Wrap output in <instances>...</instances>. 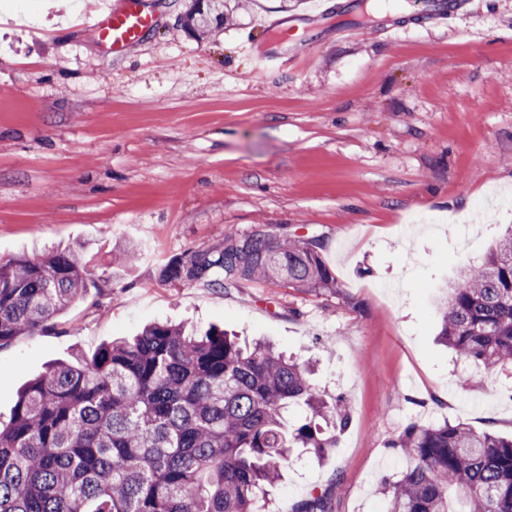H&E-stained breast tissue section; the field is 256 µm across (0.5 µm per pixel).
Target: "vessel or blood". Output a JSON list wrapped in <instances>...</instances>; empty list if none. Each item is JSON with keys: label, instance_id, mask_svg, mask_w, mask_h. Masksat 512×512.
Returning a JSON list of instances; mask_svg holds the SVG:
<instances>
[{"label": "vessel or blood", "instance_id": "1", "mask_svg": "<svg viewBox=\"0 0 512 512\" xmlns=\"http://www.w3.org/2000/svg\"><path fill=\"white\" fill-rule=\"evenodd\" d=\"M155 24V17L141 7L139 0H120L116 8L90 15L87 21L99 39L121 53L139 44Z\"/></svg>", "mask_w": 512, "mask_h": 512}]
</instances>
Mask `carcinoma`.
<instances>
[{
  "instance_id": "1",
  "label": "carcinoma",
  "mask_w": 512,
  "mask_h": 512,
  "mask_svg": "<svg viewBox=\"0 0 512 512\" xmlns=\"http://www.w3.org/2000/svg\"><path fill=\"white\" fill-rule=\"evenodd\" d=\"M252 5L224 0L220 15L198 6L184 26L202 36ZM165 284L224 292L278 280L332 292L316 239L227 233L221 243L164 265ZM93 278L73 250L0 262V347L34 335L64 312ZM442 344L483 373L512 367V234L480 263L465 265L441 308ZM307 415L288 423V409ZM349 417L329 404L311 368L269 344H246L218 326L148 325L92 356L60 361L20 392L0 420V512H254L276 488L291 453L321 458ZM401 468L384 481L386 512H512V437L463 423L409 425L390 443ZM292 512H329L321 495Z\"/></svg>"
}]
</instances>
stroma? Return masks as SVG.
I'll list each match as a JSON object with an SVG mask.
<instances>
[{"instance_id": "obj_1", "label": "stroma", "mask_w": 512, "mask_h": 512, "mask_svg": "<svg viewBox=\"0 0 512 512\" xmlns=\"http://www.w3.org/2000/svg\"><path fill=\"white\" fill-rule=\"evenodd\" d=\"M357 2L257 0L199 38L189 0H144L157 26L115 54L84 25L113 0H0V260L71 248L109 279L0 348V417L49 364L168 320L271 341L349 406L336 447L294 454L257 512L311 494L384 512L412 423L512 435V387L461 388L436 340L462 266L512 228V0L369 25ZM259 228L321 238L335 291L160 281Z\"/></svg>"}]
</instances>
